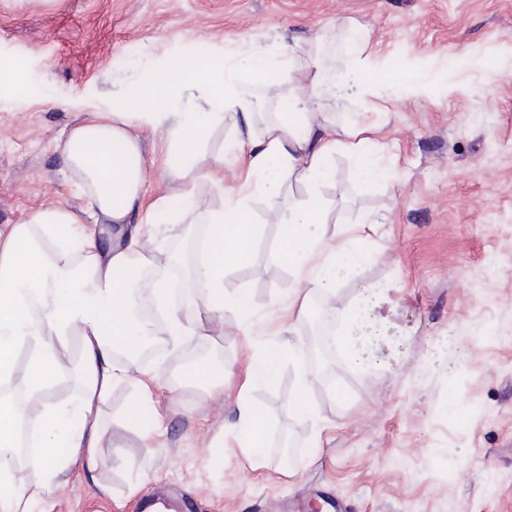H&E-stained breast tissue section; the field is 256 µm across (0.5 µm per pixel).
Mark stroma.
Returning <instances> with one entry per match:
<instances>
[{
  "mask_svg": "<svg viewBox=\"0 0 512 512\" xmlns=\"http://www.w3.org/2000/svg\"><path fill=\"white\" fill-rule=\"evenodd\" d=\"M356 43L369 94L321 110L391 177L357 183L340 150L320 193L329 235L375 256L335 299L398 290L380 363L312 364V320L289 306L293 274L273 257L280 227L254 198L251 259L224 277L249 313L225 308L223 331L133 359V381L101 408V466L65 474L34 512H144L151 497L160 512H512V0H0V63L22 73L0 85V225L50 203L85 213L57 144L88 113L138 109L174 62L203 71L230 46L299 45L274 76L284 84L316 59L347 70ZM408 56L446 86L414 94ZM140 134L156 246L185 251V227L204 231L205 218L184 202L164 133ZM236 140L233 120L214 126L196 166L243 173ZM287 340L301 352L282 353L273 381L249 383ZM196 363L213 365L222 394L176 378ZM303 376L311 410L289 412ZM242 399L264 423L255 454L234 427Z\"/></svg>",
  "mask_w": 512,
  "mask_h": 512,
  "instance_id": "35a3bbf8",
  "label": "stroma"
}]
</instances>
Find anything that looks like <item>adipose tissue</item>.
Instances as JSON below:
<instances>
[{
  "label": "adipose tissue",
  "mask_w": 512,
  "mask_h": 512,
  "mask_svg": "<svg viewBox=\"0 0 512 512\" xmlns=\"http://www.w3.org/2000/svg\"><path fill=\"white\" fill-rule=\"evenodd\" d=\"M281 65V55L268 48H240L198 80L207 111H176L166 90L149 85L143 92L147 110L126 108L72 127L62 152L90 200L97 224L83 223L76 212L50 205L0 227V384L10 381L19 351H26L29 367L21 397L0 398V512H32L60 474L99 466L101 407L116 385L132 378L117 349L135 353L144 339L158 334L179 342L201 335L206 325L223 328L225 307L247 309L245 295H225L224 276L250 257L258 235L251 217L253 197L277 207L286 185L300 183L307 190L302 200L285 210L277 207L275 213L282 228L276 257L294 276L289 300H296L304 285L322 294L335 293L340 282L370 261L365 251L333 243L319 193L333 177L332 156L343 147L356 155L361 181L388 176L378 157L361 154L358 145H345L334 128L319 122L322 95L362 91L360 70L339 73L320 63L302 70L298 85L278 92L277 118L258 140L251 128L255 102L243 80L271 82ZM227 117L241 123L239 142L248 148L247 179L226 189L223 209L207 213V249L193 280L199 288L196 307L208 315L203 325L188 321L170 300L163 274L169 260L149 253L153 225L128 222L131 213L144 206L146 173L138 130L162 129L188 157L196 149L188 133L203 134ZM63 227L69 228V236L60 235ZM103 235L109 247H101ZM131 267L156 270L153 300L164 328L141 318L133 281L124 275ZM389 290V285H381L361 301L335 308L342 319L336 344L352 367H364L368 361L360 338L365 331L383 328L377 309ZM65 379L79 380L78 398L50 402V386ZM26 422L32 425L39 456L31 468L16 465L12 456Z\"/></svg>",
  "instance_id": "1"
}]
</instances>
